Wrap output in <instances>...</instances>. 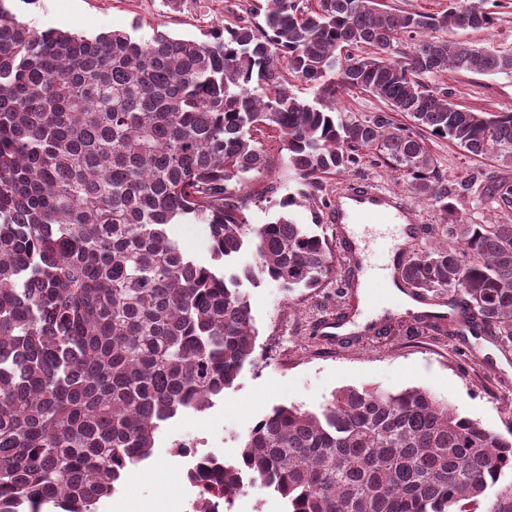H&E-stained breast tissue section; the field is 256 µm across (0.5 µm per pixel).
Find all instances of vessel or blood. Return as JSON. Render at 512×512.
Returning a JSON list of instances; mask_svg holds the SVG:
<instances>
[{
    "mask_svg": "<svg viewBox=\"0 0 512 512\" xmlns=\"http://www.w3.org/2000/svg\"><path fill=\"white\" fill-rule=\"evenodd\" d=\"M327 212L336 226L338 246L348 259L345 278L360 288L365 306L324 317L318 329L324 343L335 346L348 337L376 330L377 300L394 293L418 302L430 320L443 323L451 318L460 332L468 331L469 324L456 303L420 297L401 279L406 246L424 231L406 197L371 182H350L330 196ZM376 251L382 255L378 264L371 260Z\"/></svg>",
    "mask_w": 512,
    "mask_h": 512,
    "instance_id": "obj_1",
    "label": "vessel or blood"
}]
</instances>
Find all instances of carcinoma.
<instances>
[{"mask_svg": "<svg viewBox=\"0 0 512 512\" xmlns=\"http://www.w3.org/2000/svg\"><path fill=\"white\" fill-rule=\"evenodd\" d=\"M226 12L205 41H142L40 32L0 6V512H98L151 457L161 423L211 408L253 360L243 283L290 295L335 277L308 225L249 222L240 191L277 161L300 185L282 208L327 207L325 181L371 151L445 216L454 189L422 133L512 163V110L461 108L434 83L512 73V50L450 37L494 26L480 0L441 13L376 0ZM343 90L387 110L345 115ZM183 223L206 225L210 262L170 236ZM247 246L256 264L235 267ZM403 278L462 297L512 346V224H444ZM509 435L420 387H347L318 412L274 408L233 459L207 454L187 478L211 512L245 475L285 512H512V483L494 491L512 474Z\"/></svg>", "mask_w": 512, "mask_h": 512, "instance_id": "obj_1", "label": "carcinoma"}]
</instances>
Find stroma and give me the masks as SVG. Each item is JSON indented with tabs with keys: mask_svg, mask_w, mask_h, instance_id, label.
I'll return each mask as SVG.
<instances>
[{
	"mask_svg": "<svg viewBox=\"0 0 512 512\" xmlns=\"http://www.w3.org/2000/svg\"><path fill=\"white\" fill-rule=\"evenodd\" d=\"M16 18L40 31L54 30L95 37L122 31L140 40L164 32L174 38L204 39L224 23L226 9L248 7L249 0H187L183 10H171L164 0H0ZM493 28L459 29L455 39L476 45L512 46V0H497ZM453 100L476 112L512 110V76L472 75L454 71L438 79ZM431 153L456 188V214L478 223L511 224L512 211H502L492 193L494 182L512 178V166L494 156L474 157L445 139L429 138ZM369 181L410 199L421 224L423 242L438 234L445 218L417 199L411 186L373 159L335 177L326 185L335 194L350 181ZM297 186L286 165L249 183L246 214L251 223L274 221L278 202ZM256 338V361L245 366L233 387L203 412L185 411L164 423L155 436L151 457L134 467L119 490L99 506V512H167L170 500H192L196 490L187 482L186 457L179 445L198 454L233 456L240 438L274 407L295 405L315 411L334 392L370 386L396 391L421 387L448 401L461 415L483 427L506 433L512 426V352L484 335H458L444 324L409 336L405 328L419 306L409 303L388 309L381 335H359L329 349L313 334L316 321L331 312L362 305L358 291L340 294L337 282L315 291L285 294L275 283L246 286Z\"/></svg>",
	"mask_w": 512,
	"mask_h": 512,
	"instance_id": "stroma-1",
	"label": "stroma"
}]
</instances>
